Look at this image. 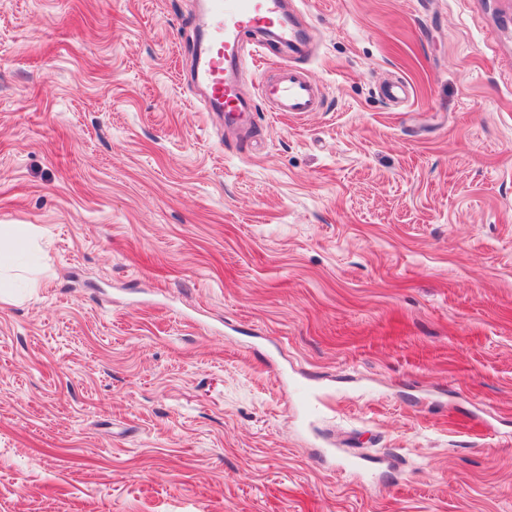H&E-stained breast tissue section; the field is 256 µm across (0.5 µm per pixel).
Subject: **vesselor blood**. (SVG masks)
<instances>
[{
    "instance_id": "b4317fda",
    "label": "vessel or blood",
    "mask_w": 512,
    "mask_h": 512,
    "mask_svg": "<svg viewBox=\"0 0 512 512\" xmlns=\"http://www.w3.org/2000/svg\"><path fill=\"white\" fill-rule=\"evenodd\" d=\"M203 16L207 35L198 51L194 81L206 92L207 108L242 114L227 67L239 57L243 34L274 29L288 44L300 42L301 35L298 28L285 26L281 0H204ZM261 96L271 111L305 113L315 110L318 89L305 73L281 65L262 83Z\"/></svg>"
}]
</instances>
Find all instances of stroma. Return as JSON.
<instances>
[{
	"mask_svg": "<svg viewBox=\"0 0 512 512\" xmlns=\"http://www.w3.org/2000/svg\"><path fill=\"white\" fill-rule=\"evenodd\" d=\"M298 2L243 139L200 0H0V512H512V0ZM261 97L273 112H313L318 89L305 73L280 65L275 76L261 84ZM35 234L30 225H0V302L13 299L9 281L2 278V271L8 270L12 265L14 250H24L32 246Z\"/></svg>",
	"mask_w": 512,
	"mask_h": 512,
	"instance_id": "35a3bbf8",
	"label": "stroma"
}]
</instances>
